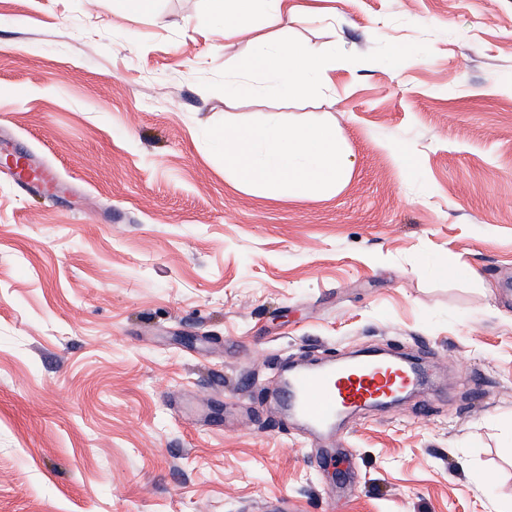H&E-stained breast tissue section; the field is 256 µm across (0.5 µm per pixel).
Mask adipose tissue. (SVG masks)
<instances>
[{
    "label": "adipose tissue",
    "instance_id": "ef3b65f1",
    "mask_svg": "<svg viewBox=\"0 0 512 512\" xmlns=\"http://www.w3.org/2000/svg\"><path fill=\"white\" fill-rule=\"evenodd\" d=\"M336 54L324 45L265 41L242 59L234 74L241 80L264 76L296 98L326 89ZM224 151L233 182L274 189L279 198L315 197L340 189L352 160L336 127L323 123H251L228 121L213 141Z\"/></svg>",
    "mask_w": 512,
    "mask_h": 512
}]
</instances>
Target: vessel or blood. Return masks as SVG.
<instances>
[{"label":"vessel or blood","mask_w":512,"mask_h":512,"mask_svg":"<svg viewBox=\"0 0 512 512\" xmlns=\"http://www.w3.org/2000/svg\"><path fill=\"white\" fill-rule=\"evenodd\" d=\"M421 383L422 374L409 358L368 352L339 363L295 370L282 386V399L290 414L311 430L329 434L340 416L413 391Z\"/></svg>","instance_id":"vessel-or-blood-1"}]
</instances>
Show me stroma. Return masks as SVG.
<instances>
[{
	"instance_id": "stroma-1",
	"label": "stroma",
	"mask_w": 512,
	"mask_h": 512,
	"mask_svg": "<svg viewBox=\"0 0 512 512\" xmlns=\"http://www.w3.org/2000/svg\"><path fill=\"white\" fill-rule=\"evenodd\" d=\"M295 2L228 41L207 0H0V512H512V0ZM260 38L331 91L230 93ZM228 117L335 126L347 183L235 186ZM364 347L434 385L329 442L281 411Z\"/></svg>"
}]
</instances>
